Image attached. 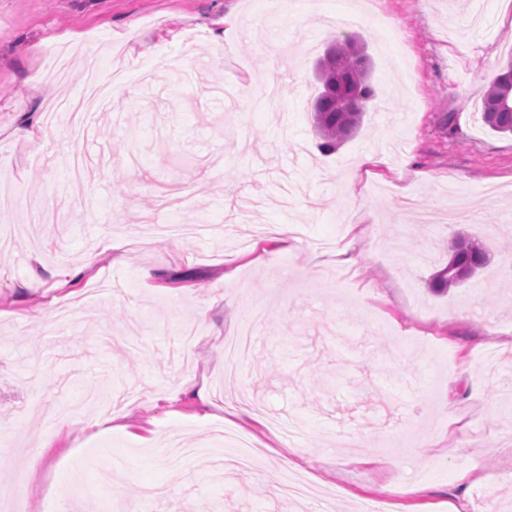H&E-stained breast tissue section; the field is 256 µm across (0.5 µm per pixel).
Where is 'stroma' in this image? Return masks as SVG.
Wrapping results in <instances>:
<instances>
[{
	"instance_id": "obj_1",
	"label": "stroma",
	"mask_w": 512,
	"mask_h": 512,
	"mask_svg": "<svg viewBox=\"0 0 512 512\" xmlns=\"http://www.w3.org/2000/svg\"><path fill=\"white\" fill-rule=\"evenodd\" d=\"M488 7L0 0V184L18 190L0 227L33 204L56 216L0 250V440L13 447L0 491L23 512H316L263 480L292 446L293 472L335 488L330 512L511 506L512 138L479 106L512 56V23ZM346 12L358 22L337 25ZM345 34L371 58L376 97L324 155L315 65ZM95 64L123 87L94 139L63 113L39 141L15 136L21 113L77 95ZM373 152L386 167L361 169ZM454 191L488 200L447 224L400 208L438 209ZM279 224L291 244H276ZM459 232L489 261L433 291ZM112 236L134 252L72 278ZM270 245L275 262L257 263ZM244 326L254 347L226 362L224 339ZM243 390L299 436L234 411ZM224 426L255 442L251 473L231 467ZM173 436L223 448L224 466L168 467Z\"/></svg>"
}]
</instances>
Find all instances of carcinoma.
I'll list each match as a JSON object with an SVG mask.
<instances>
[{
	"mask_svg": "<svg viewBox=\"0 0 512 512\" xmlns=\"http://www.w3.org/2000/svg\"><path fill=\"white\" fill-rule=\"evenodd\" d=\"M342 50L330 54L325 51L318 62L317 76L322 90L314 100V122L320 138L318 149L325 155L335 152L341 142L361 124L365 106L372 101L376 91L369 81L368 63L354 47V37L340 41ZM354 94L361 100L363 109L343 112L341 97ZM482 119L490 130L501 135L512 136V57L500 65V72L489 86L482 99ZM448 259L465 263L477 271L487 263V252L483 244L473 238L456 236L448 244ZM462 284L443 267L433 276L431 285L438 290H447Z\"/></svg>",
	"mask_w": 512,
	"mask_h": 512,
	"instance_id": "carcinoma-1",
	"label": "carcinoma"
}]
</instances>
